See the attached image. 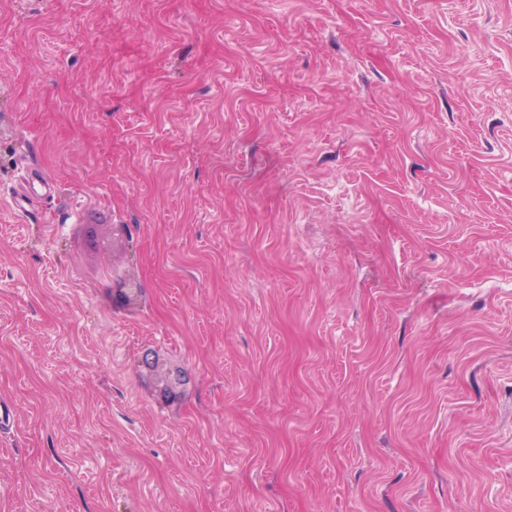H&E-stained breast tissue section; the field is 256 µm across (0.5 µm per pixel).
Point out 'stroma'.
Instances as JSON below:
<instances>
[{"instance_id":"stroma-1","label":"stroma","mask_w":512,"mask_h":512,"mask_svg":"<svg viewBox=\"0 0 512 512\" xmlns=\"http://www.w3.org/2000/svg\"><path fill=\"white\" fill-rule=\"evenodd\" d=\"M0 119V512H512V0H0ZM140 290L139 283L133 278L117 270L112 271V298L119 303H127L134 299Z\"/></svg>"}]
</instances>
